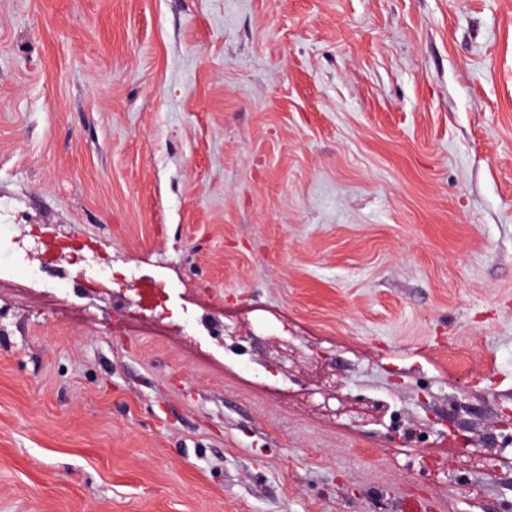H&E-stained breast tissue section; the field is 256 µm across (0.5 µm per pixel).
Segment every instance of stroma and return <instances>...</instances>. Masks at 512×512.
I'll return each instance as SVG.
<instances>
[{
  "label": "stroma",
  "mask_w": 512,
  "mask_h": 512,
  "mask_svg": "<svg viewBox=\"0 0 512 512\" xmlns=\"http://www.w3.org/2000/svg\"><path fill=\"white\" fill-rule=\"evenodd\" d=\"M31 237L0 512H512V0H0ZM113 276L114 274L111 267L105 268L97 266L93 260L88 261L84 266L80 267L76 274L77 279L89 285L104 284L105 280H112Z\"/></svg>",
  "instance_id": "35a3bbf8"
}]
</instances>
